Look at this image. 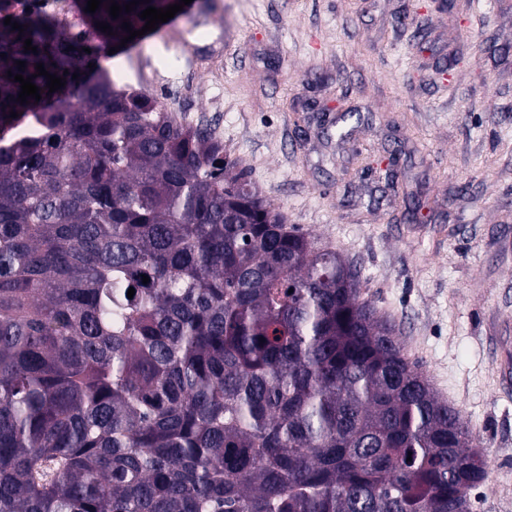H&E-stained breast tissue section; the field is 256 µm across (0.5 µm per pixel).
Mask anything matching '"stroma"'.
Returning a JSON list of instances; mask_svg holds the SVG:
<instances>
[{
  "label": "stroma",
  "mask_w": 512,
  "mask_h": 512,
  "mask_svg": "<svg viewBox=\"0 0 512 512\" xmlns=\"http://www.w3.org/2000/svg\"><path fill=\"white\" fill-rule=\"evenodd\" d=\"M177 17L188 42L128 57L151 56L168 111L357 266L480 443L472 512H512V0H191ZM343 112L339 140L325 124Z\"/></svg>",
  "instance_id": "35a3bbf8"
}]
</instances>
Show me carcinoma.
Listing matches in <instances>:
<instances>
[{
    "label": "carcinoma",
    "instance_id": "carcinoma-1",
    "mask_svg": "<svg viewBox=\"0 0 512 512\" xmlns=\"http://www.w3.org/2000/svg\"><path fill=\"white\" fill-rule=\"evenodd\" d=\"M113 1L129 2L78 0L105 46L171 4L114 19ZM14 21L0 512H470L483 453L356 266L284 224L208 126L105 73L81 83L83 44L45 15ZM38 63L77 93L49 92ZM18 73L40 100L16 102Z\"/></svg>",
    "mask_w": 512,
    "mask_h": 512
}]
</instances>
